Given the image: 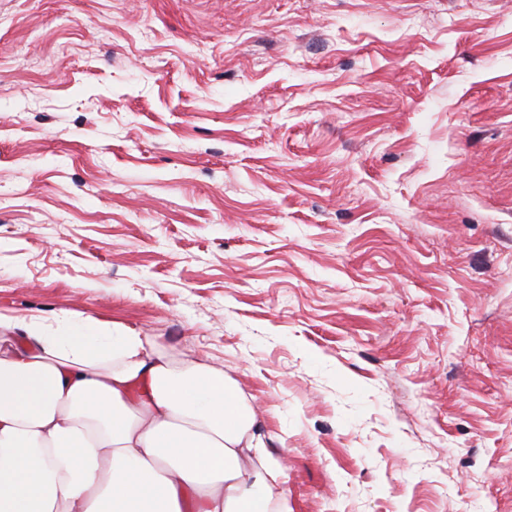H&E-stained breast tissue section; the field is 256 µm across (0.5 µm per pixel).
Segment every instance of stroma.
<instances>
[{
	"label": "stroma",
	"instance_id": "1",
	"mask_svg": "<svg viewBox=\"0 0 512 512\" xmlns=\"http://www.w3.org/2000/svg\"><path fill=\"white\" fill-rule=\"evenodd\" d=\"M252 394L293 512H512V0H0V315Z\"/></svg>",
	"mask_w": 512,
	"mask_h": 512
}]
</instances>
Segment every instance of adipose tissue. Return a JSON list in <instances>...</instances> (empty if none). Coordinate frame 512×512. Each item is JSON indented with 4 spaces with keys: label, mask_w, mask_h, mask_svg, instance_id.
Segmentation results:
<instances>
[{
    "label": "adipose tissue",
    "mask_w": 512,
    "mask_h": 512,
    "mask_svg": "<svg viewBox=\"0 0 512 512\" xmlns=\"http://www.w3.org/2000/svg\"><path fill=\"white\" fill-rule=\"evenodd\" d=\"M243 389L133 327L0 318V512H288Z\"/></svg>",
    "instance_id": "obj_1"
}]
</instances>
